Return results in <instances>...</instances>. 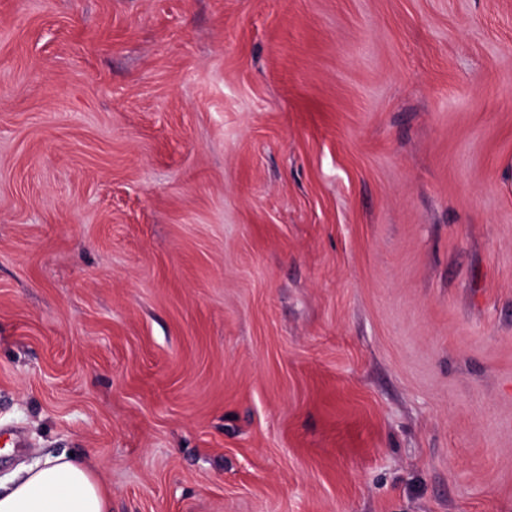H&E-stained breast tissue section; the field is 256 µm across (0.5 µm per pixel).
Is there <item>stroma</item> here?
Listing matches in <instances>:
<instances>
[{
  "instance_id": "1",
  "label": "stroma",
  "mask_w": 512,
  "mask_h": 512,
  "mask_svg": "<svg viewBox=\"0 0 512 512\" xmlns=\"http://www.w3.org/2000/svg\"><path fill=\"white\" fill-rule=\"evenodd\" d=\"M111 512H512V0H0V482ZM0 512H111L110 497L87 461L63 454L0 492Z\"/></svg>"
}]
</instances>
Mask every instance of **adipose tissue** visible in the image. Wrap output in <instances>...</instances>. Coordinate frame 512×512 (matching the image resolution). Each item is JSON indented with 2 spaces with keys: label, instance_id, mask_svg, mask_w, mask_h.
I'll return each mask as SVG.
<instances>
[{
  "label": "adipose tissue",
  "instance_id": "ef3b65f1",
  "mask_svg": "<svg viewBox=\"0 0 512 512\" xmlns=\"http://www.w3.org/2000/svg\"><path fill=\"white\" fill-rule=\"evenodd\" d=\"M0 512H110V497L87 461L63 454L0 492Z\"/></svg>",
  "mask_w": 512,
  "mask_h": 512
}]
</instances>
